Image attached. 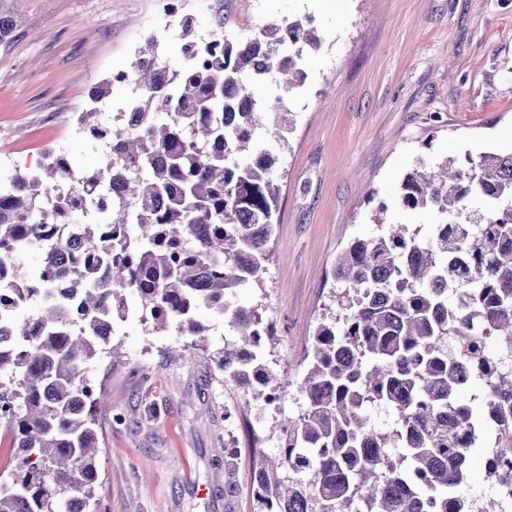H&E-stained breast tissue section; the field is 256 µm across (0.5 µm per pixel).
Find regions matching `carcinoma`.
Returning <instances> with one entry per match:
<instances>
[{
	"mask_svg": "<svg viewBox=\"0 0 512 512\" xmlns=\"http://www.w3.org/2000/svg\"><path fill=\"white\" fill-rule=\"evenodd\" d=\"M213 25L203 41L183 15L177 64L153 36L132 72L111 77L131 86L134 127L102 124L106 91H96L77 118L102 148L96 169L78 175L48 150L0 190V278L13 275L0 311L51 285L71 298L16 320L13 337L0 330V437L11 460L0 470V512H97L98 396L86 372L102 352L120 361L101 331L127 318L131 298L142 318L190 336L206 332L202 312L229 319L236 340L217 351L218 367L269 403L288 386L263 362L259 338L274 337L273 326L238 303V290L260 284L270 261L274 165L292 111L249 85L303 86L307 52L322 38L310 17L243 38L224 34L222 16ZM396 201L436 223L424 237L391 224L338 257L341 312L309 337L305 409L256 474L261 512H468L473 451L493 448L512 463V368L482 383L483 416L461 399L493 349H512V153L421 165ZM54 224H77L81 237L60 241ZM29 252L40 261L25 273ZM452 260L468 279L449 273ZM374 407L391 414L389 430L372 421Z\"/></svg>",
	"mask_w": 512,
	"mask_h": 512,
	"instance_id": "carcinoma-1",
	"label": "carcinoma"
}]
</instances>
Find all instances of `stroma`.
Masks as SVG:
<instances>
[{"instance_id":"1","label":"stroma","mask_w":512,"mask_h":512,"mask_svg":"<svg viewBox=\"0 0 512 512\" xmlns=\"http://www.w3.org/2000/svg\"><path fill=\"white\" fill-rule=\"evenodd\" d=\"M0 11L21 21L0 45L1 186L49 148L94 169L101 149L76 123L93 87L130 70L148 37L180 55L177 16L158 15L154 0H0ZM307 16L323 42L285 97L294 125L277 163L272 256L261 284L239 292L272 322L265 362L290 384L268 405L224 374L215 353L234 335L227 321L200 338L130 311L112 332L123 361L104 356L88 372L101 392L100 512H257L254 476L283 447L276 422L303 410L307 337L342 288L338 255L383 224L428 231L432 213L394 199L417 159L512 152V0H345L340 12L224 0L235 37Z\"/></svg>"}]
</instances>
